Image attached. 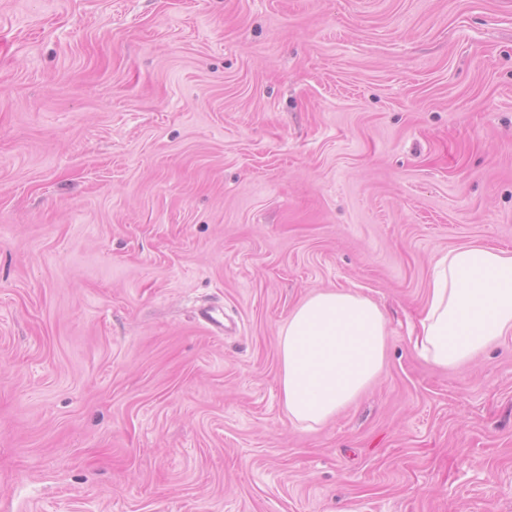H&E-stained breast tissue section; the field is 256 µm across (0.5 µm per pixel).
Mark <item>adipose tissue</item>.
Listing matches in <instances>:
<instances>
[{
  "mask_svg": "<svg viewBox=\"0 0 512 512\" xmlns=\"http://www.w3.org/2000/svg\"><path fill=\"white\" fill-rule=\"evenodd\" d=\"M512 335V252L462 245L439 253L417 319L413 347L439 368L458 367ZM387 324L379 305L346 288L311 294L278 331L289 419L316 428L381 373Z\"/></svg>",
  "mask_w": 512,
  "mask_h": 512,
  "instance_id": "ef3b65f1",
  "label": "adipose tissue"
}]
</instances>
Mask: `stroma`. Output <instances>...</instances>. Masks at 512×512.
<instances>
[{
    "label": "stroma",
    "instance_id": "1",
    "mask_svg": "<svg viewBox=\"0 0 512 512\" xmlns=\"http://www.w3.org/2000/svg\"><path fill=\"white\" fill-rule=\"evenodd\" d=\"M467 244L512 251V0H0V512H512V336L409 339ZM336 288L385 365L306 430L277 331Z\"/></svg>",
    "mask_w": 512,
    "mask_h": 512
}]
</instances>
